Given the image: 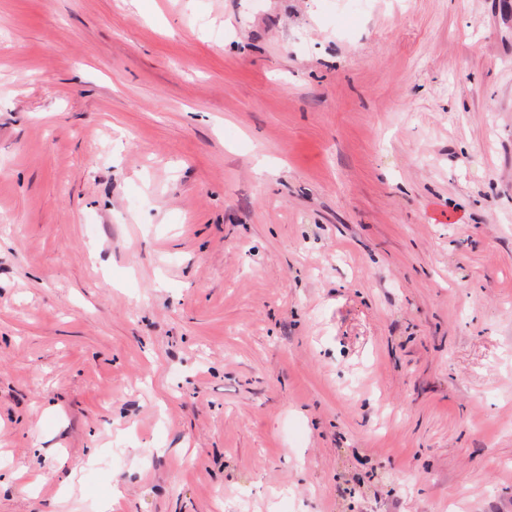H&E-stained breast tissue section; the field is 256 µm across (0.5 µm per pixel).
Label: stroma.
Masks as SVG:
<instances>
[{"instance_id": "1", "label": "stroma", "mask_w": 512, "mask_h": 512, "mask_svg": "<svg viewBox=\"0 0 512 512\" xmlns=\"http://www.w3.org/2000/svg\"><path fill=\"white\" fill-rule=\"evenodd\" d=\"M0 512H512V0H0Z\"/></svg>"}]
</instances>
